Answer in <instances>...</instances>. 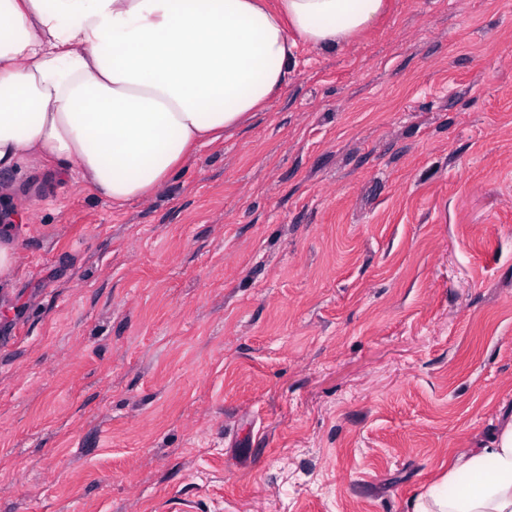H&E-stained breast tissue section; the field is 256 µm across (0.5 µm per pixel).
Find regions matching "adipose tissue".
I'll use <instances>...</instances> for the list:
<instances>
[{
    "label": "adipose tissue",
    "instance_id": "obj_1",
    "mask_svg": "<svg viewBox=\"0 0 512 512\" xmlns=\"http://www.w3.org/2000/svg\"><path fill=\"white\" fill-rule=\"evenodd\" d=\"M386 0H0V172L38 164L121 206L150 196ZM408 512H512V420Z\"/></svg>",
    "mask_w": 512,
    "mask_h": 512
}]
</instances>
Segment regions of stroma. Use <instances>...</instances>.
Masks as SVG:
<instances>
[{"instance_id":"stroma-1","label":"stroma","mask_w":512,"mask_h":512,"mask_svg":"<svg viewBox=\"0 0 512 512\" xmlns=\"http://www.w3.org/2000/svg\"><path fill=\"white\" fill-rule=\"evenodd\" d=\"M295 57L150 197L0 174V512H408L512 411V0ZM16 224L0 225V285L10 282L17 273L15 255Z\"/></svg>"}]
</instances>
